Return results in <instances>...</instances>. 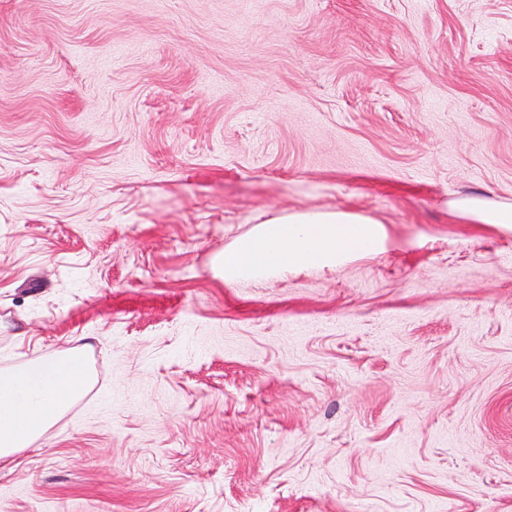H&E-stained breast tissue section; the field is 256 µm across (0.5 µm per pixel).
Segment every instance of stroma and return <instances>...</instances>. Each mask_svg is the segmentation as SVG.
<instances>
[{
  "label": "stroma",
  "mask_w": 512,
  "mask_h": 512,
  "mask_svg": "<svg viewBox=\"0 0 512 512\" xmlns=\"http://www.w3.org/2000/svg\"><path fill=\"white\" fill-rule=\"evenodd\" d=\"M512 0H0V368L97 383L0 512H512ZM384 251L225 284L265 219ZM457 211L480 224H512V206L473 198L453 203Z\"/></svg>",
  "instance_id": "1"
}]
</instances>
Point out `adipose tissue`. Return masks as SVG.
I'll return each mask as SVG.
<instances>
[{
    "label": "adipose tissue",
    "mask_w": 512,
    "mask_h": 512,
    "mask_svg": "<svg viewBox=\"0 0 512 512\" xmlns=\"http://www.w3.org/2000/svg\"><path fill=\"white\" fill-rule=\"evenodd\" d=\"M379 221L348 211H300L270 218L217 255L226 283L301 269H332L343 257L374 253ZM87 345L60 348L0 369V467L11 465L92 386Z\"/></svg>",
    "instance_id": "1"
}]
</instances>
